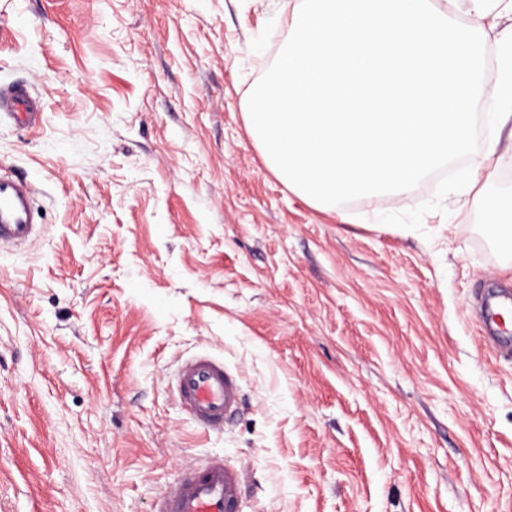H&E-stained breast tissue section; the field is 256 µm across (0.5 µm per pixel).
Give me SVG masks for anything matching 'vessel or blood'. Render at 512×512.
I'll return each mask as SVG.
<instances>
[{"mask_svg":"<svg viewBox=\"0 0 512 512\" xmlns=\"http://www.w3.org/2000/svg\"><path fill=\"white\" fill-rule=\"evenodd\" d=\"M36 128L42 121L41 105L24 85L0 90V121ZM34 192L32 186L0 174V246H15L32 239ZM512 309V297L502 296L488 307L486 321L496 327L501 349H512V330L503 313ZM174 392L182 410L212 433H220L240 402L235 373L223 359L201 351L182 361L175 374ZM239 484L236 470L214 455L184 471L158 499L154 512H233Z\"/></svg>","mask_w":512,"mask_h":512,"instance_id":"vessel-or-blood-1","label":"vessel or blood"}]
</instances>
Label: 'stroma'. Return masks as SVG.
Returning a JSON list of instances; mask_svg holds the SVG:
<instances>
[{"label":"stroma","mask_w":512,"mask_h":512,"mask_svg":"<svg viewBox=\"0 0 512 512\" xmlns=\"http://www.w3.org/2000/svg\"><path fill=\"white\" fill-rule=\"evenodd\" d=\"M289 0H0V173L37 190L0 248V512H153L213 455L236 512H512V354L482 336L512 263L463 193L423 232L414 189L320 210L288 189L241 102ZM237 373L222 434L171 386L199 350ZM42 116L39 100L26 85H15L4 91L0 89V122L8 121L33 129L40 126Z\"/></svg>","instance_id":"obj_1"}]
</instances>
